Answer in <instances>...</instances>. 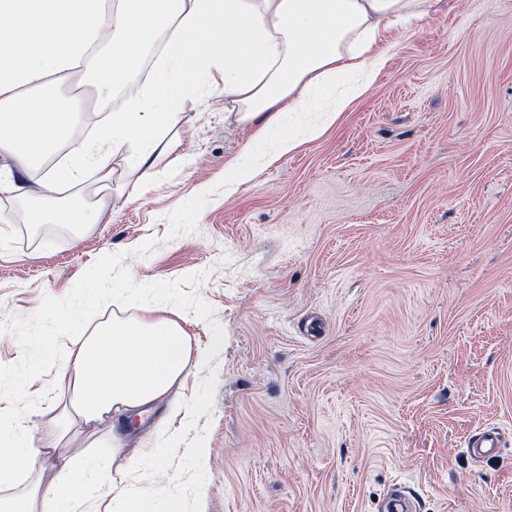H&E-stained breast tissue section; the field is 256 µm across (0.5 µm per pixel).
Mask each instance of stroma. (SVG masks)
Listing matches in <instances>:
<instances>
[{"mask_svg": "<svg viewBox=\"0 0 512 512\" xmlns=\"http://www.w3.org/2000/svg\"><path fill=\"white\" fill-rule=\"evenodd\" d=\"M389 42L333 128L233 193L225 168L274 136L196 93L174 151L125 170L134 201L84 171L101 223L37 237L0 192V322L107 253L138 283L207 272L225 341L187 379L201 406L164 462L191 512H381L396 483L417 512H512V0H444ZM488 424L504 448L470 457Z\"/></svg>", "mask_w": 512, "mask_h": 512, "instance_id": "stroma-1", "label": "stroma"}]
</instances>
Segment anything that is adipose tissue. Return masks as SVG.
Wrapping results in <instances>:
<instances>
[{"instance_id":"1","label":"adipose tissue","mask_w":512,"mask_h":512,"mask_svg":"<svg viewBox=\"0 0 512 512\" xmlns=\"http://www.w3.org/2000/svg\"><path fill=\"white\" fill-rule=\"evenodd\" d=\"M441 0H0V174L35 178L37 192L20 199L28 224L100 223L104 201L72 206L62 187L93 168L104 185L115 160L150 169L169 152L168 133L187 93L206 88L224 96L226 116L265 134L288 112L305 111L314 94L354 78L349 95L306 131L281 136L274 151L243 154L224 171L231 193L251 181L258 163H273L333 126L352 100L385 68L387 37L431 20ZM161 57L148 85L131 75L147 52ZM122 107L108 112L91 140H72L87 107L83 91ZM83 337L56 367L55 387L69 401L50 399L42 413L59 429L51 445L16 446L19 422H0V512H88L93 492L112 489V512H187L184 498L162 482L129 490L112 476L113 457L87 453L83 429L125 426L166 399H179L195 368L181 324L166 316L118 315L90 326L71 318ZM50 467L47 485L22 492L19 473Z\"/></svg>"}]
</instances>
